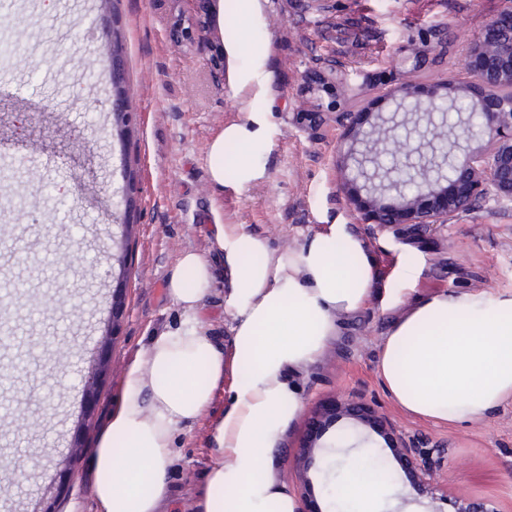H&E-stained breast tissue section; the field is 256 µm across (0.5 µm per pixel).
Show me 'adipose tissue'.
Here are the masks:
<instances>
[{
	"instance_id": "obj_1",
	"label": "adipose tissue",
	"mask_w": 512,
	"mask_h": 512,
	"mask_svg": "<svg viewBox=\"0 0 512 512\" xmlns=\"http://www.w3.org/2000/svg\"><path fill=\"white\" fill-rule=\"evenodd\" d=\"M265 124V113L254 112L214 137L208 162L216 186H224L229 168L239 186L263 174L254 149ZM230 144L238 149L233 159L226 156ZM214 245L230 273L231 349L243 376L214 427L216 456L196 512H300L273 456L302 409L293 378L340 336L346 318L364 310L377 269L344 224L283 252L219 224ZM215 280L206 257L182 252L166 284L181 319L155 330L137 353L98 434L87 469L94 512H167L173 434L194 425L224 386L225 350L202 316ZM376 367L386 392L414 415L462 422L489 414L512 397V293L415 299L391 323ZM365 461L360 452L343 463L340 494L353 512H382L387 478L367 471Z\"/></svg>"
}]
</instances>
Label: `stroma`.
<instances>
[{
  "label": "stroma",
  "mask_w": 512,
  "mask_h": 512,
  "mask_svg": "<svg viewBox=\"0 0 512 512\" xmlns=\"http://www.w3.org/2000/svg\"><path fill=\"white\" fill-rule=\"evenodd\" d=\"M240 2L209 6L206 36L224 51L219 80L175 33L196 0H0L11 16L0 38L17 54L16 66L0 75V168L9 171L0 181V282L15 290L12 344L31 349L12 383L0 386V406L20 409L0 419V512H91L86 466L128 365L155 329L181 318L166 279L183 251L206 256L219 273L203 315L229 358V278L213 247L215 225H240L286 251L334 222L366 242L378 291L295 379L302 410L275 457L301 512H333L327 492L340 480L338 464L362 448L387 471L385 512H455L460 498L512 512V399L481 418L435 423L388 396L376 369L389 324L416 297L512 292V202L482 201L463 220L398 235L362 223L346 199L336 153L367 113L392 109L387 91L413 78L426 96L455 74L468 39L505 0H267L251 19ZM244 24L253 39L234 48L228 38ZM116 37L132 105L125 125L111 112ZM258 65L270 75L273 99L266 142L256 150L264 174L219 190L209 145L225 126L247 120L236 81ZM332 65L369 82L365 102L345 104L329 88L308 91L310 76ZM123 214L130 230L117 226ZM124 236L131 276L116 311L112 254ZM410 262L418 276L399 303L384 306L382 289ZM238 376L228 367L207 413L174 433L172 512H195L213 456L209 430ZM350 401L369 405L408 447L423 451L430 478L344 416ZM312 442L306 489L290 463Z\"/></svg>",
  "instance_id": "obj_1"
}]
</instances>
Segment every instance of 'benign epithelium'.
Segmentation results:
<instances>
[{
	"mask_svg": "<svg viewBox=\"0 0 512 512\" xmlns=\"http://www.w3.org/2000/svg\"><path fill=\"white\" fill-rule=\"evenodd\" d=\"M210 21L205 12L188 20L180 29V37L209 53L213 74L224 76V54L213 52L206 38L197 28V22ZM512 24L501 25L494 18L486 31L468 43L461 72L466 80L448 82L444 88L458 85L465 95L448 99L433 92L426 103L418 96V83L410 79L396 90L392 97L396 109L376 113L368 129H352L344 158L351 159L363 178L350 180L344 187L347 199L361 213L366 224L389 227L405 224L411 227H430L447 224L455 217L471 210L474 201L492 197L512 201ZM316 84L331 87L346 102L361 99L368 89L366 82H358L346 71L329 69L321 72ZM466 103L482 119L480 135H472L465 124L457 122L456 138L445 145V157L451 160L453 176H436L437 161L426 156L424 148L433 146L427 132L420 130V121L434 122L436 112L443 107L452 110ZM398 126L406 128L403 136L394 134ZM392 159V165H380V156ZM345 413L358 423L373 422L370 408L348 403ZM381 433L391 447L398 450L407 467L423 472L425 467L411 449L407 448L393 428L380 424ZM315 448L310 444L300 449L294 463L300 482L309 485L308 471L314 459Z\"/></svg>",
	"mask_w": 512,
	"mask_h": 512,
	"instance_id": "benign-epithelium-1",
	"label": "benign epithelium"
}]
</instances>
